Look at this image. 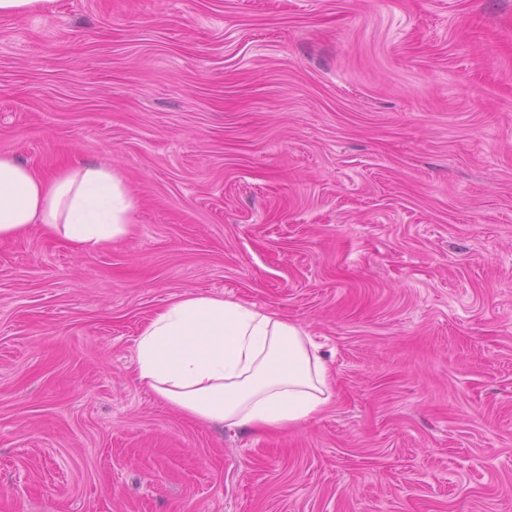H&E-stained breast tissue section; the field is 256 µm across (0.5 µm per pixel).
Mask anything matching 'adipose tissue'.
Here are the masks:
<instances>
[{
    "label": "adipose tissue",
    "instance_id": "1",
    "mask_svg": "<svg viewBox=\"0 0 512 512\" xmlns=\"http://www.w3.org/2000/svg\"><path fill=\"white\" fill-rule=\"evenodd\" d=\"M137 208L111 166L46 177L0 154V237L42 224L77 250L127 236ZM139 381L192 418L284 429L332 403V373L310 334L274 312L187 295L158 310L136 342Z\"/></svg>",
    "mask_w": 512,
    "mask_h": 512
}]
</instances>
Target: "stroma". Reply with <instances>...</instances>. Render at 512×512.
<instances>
[{
	"label": "stroma",
	"mask_w": 512,
	"mask_h": 512,
	"mask_svg": "<svg viewBox=\"0 0 512 512\" xmlns=\"http://www.w3.org/2000/svg\"><path fill=\"white\" fill-rule=\"evenodd\" d=\"M0 154L137 201L0 238V512H512V0H55L0 17ZM188 294L306 328L330 407L141 385Z\"/></svg>",
	"instance_id": "35a3bbf8"
}]
</instances>
